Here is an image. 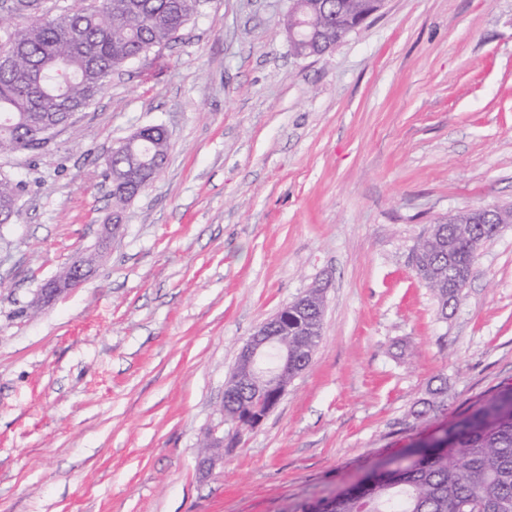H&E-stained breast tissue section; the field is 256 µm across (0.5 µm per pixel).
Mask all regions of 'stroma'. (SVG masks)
Masks as SVG:
<instances>
[{"label":"stroma","mask_w":512,"mask_h":512,"mask_svg":"<svg viewBox=\"0 0 512 512\" xmlns=\"http://www.w3.org/2000/svg\"><path fill=\"white\" fill-rule=\"evenodd\" d=\"M289 5L206 0L44 152L0 158L24 184L0 226V512H294L512 381V224L447 316L414 261L433 224L512 207V0H387L317 58ZM149 125L167 162L108 239L112 149ZM314 286L311 366L202 475L241 348ZM92 262L93 258L88 257L71 264L69 266L68 274L65 277L67 279L66 286L57 278L50 280L48 282L49 288H42L38 304L50 302L64 289L69 288L70 286L82 281L86 277L87 268L90 267Z\"/></svg>","instance_id":"1"}]
</instances>
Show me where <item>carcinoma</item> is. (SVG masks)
Wrapping results in <instances>:
<instances>
[{"label":"carcinoma","mask_w":512,"mask_h":512,"mask_svg":"<svg viewBox=\"0 0 512 512\" xmlns=\"http://www.w3.org/2000/svg\"><path fill=\"white\" fill-rule=\"evenodd\" d=\"M204 0H79L59 14L15 27L0 41L10 61L0 60V157L48 147L41 131L72 125L71 116L104 94L112 74L151 49L176 42ZM378 8L373 0H293L281 24L291 49L313 56L331 47L356 17ZM310 19L323 39L301 23ZM169 144L160 125L145 139H126L112 151V208L150 185L163 169ZM22 181L0 174V215L16 208ZM469 211L437 224L416 248L419 275L436 295L441 314L468 282L474 260L470 243L481 235ZM321 289L305 292L288 324V379L309 367L320 342ZM237 390L224 386V412L235 417ZM296 512H512V383L502 382L465 408L446 436L405 448L393 466L366 488L335 499L304 501Z\"/></svg>","instance_id":"cac0c4a2"}]
</instances>
